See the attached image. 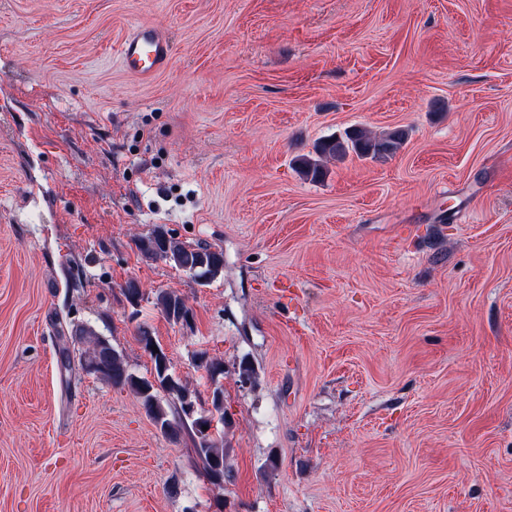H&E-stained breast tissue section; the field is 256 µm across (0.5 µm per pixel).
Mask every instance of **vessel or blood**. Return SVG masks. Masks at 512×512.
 Here are the masks:
<instances>
[{"instance_id":"vessel-or-blood-1","label":"vessel or blood","mask_w":512,"mask_h":512,"mask_svg":"<svg viewBox=\"0 0 512 512\" xmlns=\"http://www.w3.org/2000/svg\"><path fill=\"white\" fill-rule=\"evenodd\" d=\"M120 54L122 66L127 73L138 78H148L167 67L172 46L159 26L140 25L124 40Z\"/></svg>"}]
</instances>
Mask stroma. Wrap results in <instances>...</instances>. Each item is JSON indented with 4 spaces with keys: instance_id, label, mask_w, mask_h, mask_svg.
Returning <instances> with one entry per match:
<instances>
[{
    "instance_id": "stroma-1",
    "label": "stroma",
    "mask_w": 512,
    "mask_h": 512,
    "mask_svg": "<svg viewBox=\"0 0 512 512\" xmlns=\"http://www.w3.org/2000/svg\"><path fill=\"white\" fill-rule=\"evenodd\" d=\"M355 127L409 136L298 173ZM157 227L223 275L144 259ZM73 323L223 390V487L62 370ZM0 512H512V0H0ZM120 54L127 73L148 78L167 67L172 46L159 26L139 25L124 40ZM155 305L166 319L174 324L186 321L189 315V309L185 300L169 291H159L155 296Z\"/></svg>"
}]
</instances>
